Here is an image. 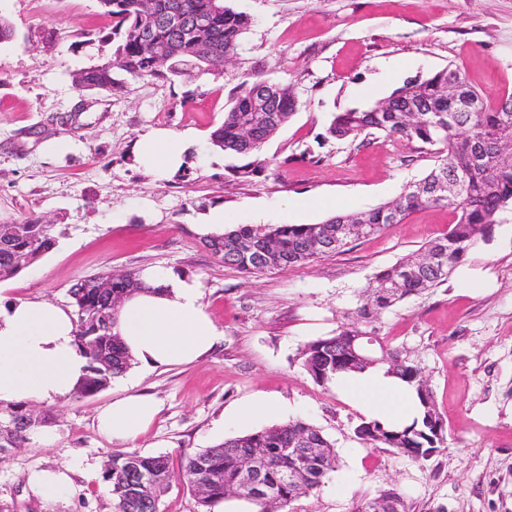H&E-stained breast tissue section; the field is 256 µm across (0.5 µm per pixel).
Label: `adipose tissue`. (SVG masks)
<instances>
[{"mask_svg": "<svg viewBox=\"0 0 512 512\" xmlns=\"http://www.w3.org/2000/svg\"><path fill=\"white\" fill-rule=\"evenodd\" d=\"M192 140L190 132L143 136L136 156L146 167L171 170ZM142 288L125 300L117 330L131 356V369L143 374L159 366L191 363L208 353L220 331L205 311L197 280L155 268L141 273ZM88 373L71 311L46 300L0 302V402L64 401ZM336 391L371 417L405 425L419 411L416 393L384 367L339 374ZM158 405L152 396L130 394L112 400L98 414L100 430L113 439L133 441L152 423ZM70 468L30 473L31 493L45 501L71 495Z\"/></svg>", "mask_w": 512, "mask_h": 512, "instance_id": "obj_1", "label": "adipose tissue"}]
</instances>
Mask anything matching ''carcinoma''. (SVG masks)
I'll use <instances>...</instances> for the list:
<instances>
[{
    "label": "carcinoma",
    "instance_id": "1",
    "mask_svg": "<svg viewBox=\"0 0 512 512\" xmlns=\"http://www.w3.org/2000/svg\"><path fill=\"white\" fill-rule=\"evenodd\" d=\"M98 4L111 20L115 48L109 59L76 77L81 92L122 89V82L114 77L118 71L133 78L169 80L219 73L238 60L243 35L252 24L250 15L227 6L225 0H98ZM174 14L180 19L177 25L170 21ZM201 17L208 20L202 31L195 26ZM263 83L265 79L254 76L233 88L224 121L211 133L214 146L248 158L247 163L231 168L239 178L266 171L264 145L297 110L298 101L288 87L278 86L275 96L267 100L257 98L255 91ZM450 83L457 100L476 101L478 106L448 116ZM327 132L352 143L377 133L415 140L433 154L434 165L393 200L365 212L336 214L319 224L242 225L220 237L206 238L204 244L224 264L258 275L341 253L353 239L401 224L419 209L450 208L454 222L447 234L428 242L420 255L404 258L369 279L356 311L361 325L314 340L301 351L304 368L321 385L332 382L340 372L385 365L389 373L412 386L420 414L410 424L398 427L370 419L356 427V434L372 448L427 460L443 447L445 425L430 389L420 379L416 361L385 344L376 323L397 303L447 281L478 241L491 232L500 214L512 208V93L489 100L459 70L445 67L405 82L372 106L334 114ZM459 172L465 173L461 191L448 194L436 189L441 182H452ZM54 229L55 225L38 217L0 224V280L16 275L51 250L56 244ZM324 234L340 245L331 249L314 246ZM239 239L250 241L253 249L236 248ZM139 285L135 272L105 270L69 288L77 342L89 358V375L79 393L91 395L130 368V358L115 331L116 314L122 300ZM358 332L375 338L374 359L356 355L351 336ZM15 419L14 440L23 438V432L37 423V418L24 411L16 412ZM300 442L319 453L313 457L296 453ZM244 457L258 467L267 493L257 494L243 482L240 461ZM337 462L334 443L318 428L296 420L229 437L188 454L179 479L196 496L199 512H211L227 496L251 501L258 512H283L293 501L315 494L336 471ZM103 479L111 487L115 512H160V497L173 473L165 455L115 451Z\"/></svg>",
    "mask_w": 512,
    "mask_h": 512
}]
</instances>
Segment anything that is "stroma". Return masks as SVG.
Instances as JSON below:
<instances>
[{
	"mask_svg": "<svg viewBox=\"0 0 512 512\" xmlns=\"http://www.w3.org/2000/svg\"><path fill=\"white\" fill-rule=\"evenodd\" d=\"M252 25L237 64L194 81L126 79L121 92H80L77 73L111 56L110 19L97 0H0L13 27L0 45V224L35 215L56 227V244L0 281V300L47 299L70 306L69 287L109 267H164L197 280L205 310L222 332L192 364L122 376L91 396L64 402H0V429L31 409L39 423L21 446L0 454V512H114L102 479L67 499L31 495L33 469L105 467L112 452L167 456L180 470L188 453L273 424L229 423L241 403L286 404V420L320 429L338 466L289 512H356L383 491L400 492L407 512H512V210L490 237L436 288L385 312L378 334L419 364L447 435L446 448L414 461L358 439L363 412L318 385L303 347L353 324L368 279L446 234L453 213L425 208L404 223L353 240L342 253L288 271L247 276L208 252L196 227L214 209L231 227L317 224L324 210L294 199L321 195L342 211L393 199L434 164L419 142L369 136L362 146L326 137L334 113L386 98L407 80L450 66L480 92H512V0H228ZM290 87L298 107L264 146L267 170L231 180L241 157L214 147L232 88L251 75ZM156 129L189 131V176H161L134 160ZM70 141L68 152L51 144ZM479 286L464 288L467 279ZM147 392L160 403L148 431L126 444L101 434L99 410ZM53 433L39 443L41 430Z\"/></svg>",
	"mask_w": 512,
	"mask_h": 512,
	"instance_id": "stroma-1",
	"label": "stroma"
}]
</instances>
